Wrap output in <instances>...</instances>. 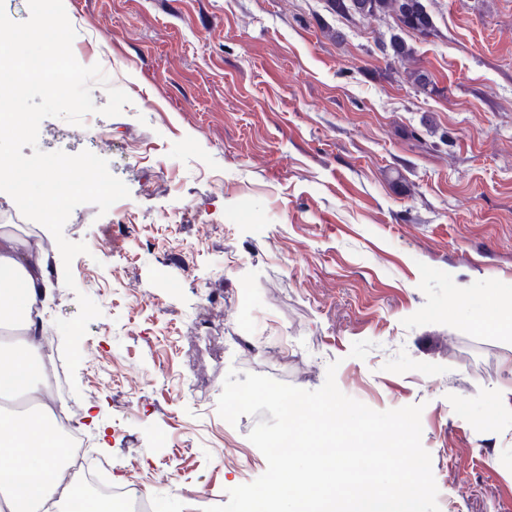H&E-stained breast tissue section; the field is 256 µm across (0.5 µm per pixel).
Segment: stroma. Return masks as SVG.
<instances>
[{"mask_svg": "<svg viewBox=\"0 0 512 512\" xmlns=\"http://www.w3.org/2000/svg\"><path fill=\"white\" fill-rule=\"evenodd\" d=\"M426 4L433 33L405 38L431 95L377 46L393 19L327 0H64L74 55L130 102L104 116L93 85L37 147L92 151L130 195L71 213L88 251L45 329L77 293L100 307L66 398L93 464L159 512L267 468L247 435L270 413H217L229 370L315 390L334 361L370 408L422 405L440 512H512V401H489L512 338L481 325L487 284L512 293V0Z\"/></svg>", "mask_w": 512, "mask_h": 512, "instance_id": "35a3bbf8", "label": "stroma"}]
</instances>
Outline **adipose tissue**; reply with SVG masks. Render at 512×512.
<instances>
[{
	"instance_id": "obj_1",
	"label": "adipose tissue",
	"mask_w": 512,
	"mask_h": 512,
	"mask_svg": "<svg viewBox=\"0 0 512 512\" xmlns=\"http://www.w3.org/2000/svg\"><path fill=\"white\" fill-rule=\"evenodd\" d=\"M52 265L47 249L27 243L15 225H0V331L12 334L0 344V399L20 395L39 403L27 417L0 412V512H68L80 495L78 486L61 484L64 450L55 408L41 398L44 359L37 340L47 301L60 285Z\"/></svg>"
}]
</instances>
